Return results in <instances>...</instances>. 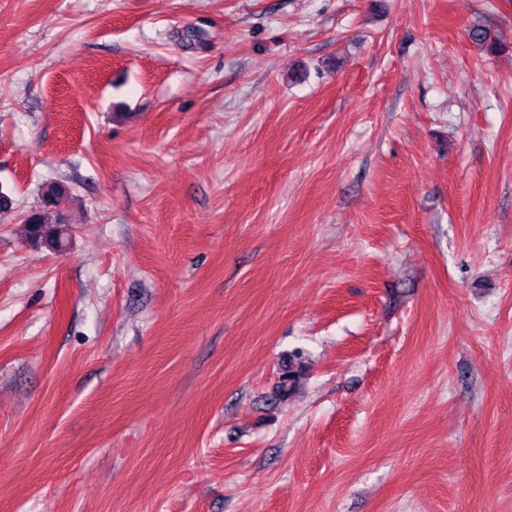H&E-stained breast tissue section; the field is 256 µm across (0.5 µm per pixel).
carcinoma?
I'll return each instance as SVG.
<instances>
[{
  "mask_svg": "<svg viewBox=\"0 0 512 512\" xmlns=\"http://www.w3.org/2000/svg\"><path fill=\"white\" fill-rule=\"evenodd\" d=\"M66 191L67 188L56 180L42 183L40 205L23 221L22 236L27 242L51 251H57L65 245L69 227L66 220L56 214L54 207L57 198ZM297 381L298 374L290 368L286 369L276 386L277 394L282 398L288 397Z\"/></svg>",
  "mask_w": 512,
  "mask_h": 512,
  "instance_id": "carcinoma-1",
  "label": "carcinoma"
}]
</instances>
